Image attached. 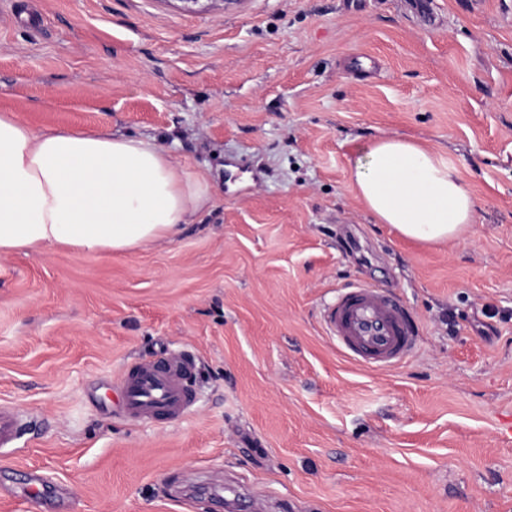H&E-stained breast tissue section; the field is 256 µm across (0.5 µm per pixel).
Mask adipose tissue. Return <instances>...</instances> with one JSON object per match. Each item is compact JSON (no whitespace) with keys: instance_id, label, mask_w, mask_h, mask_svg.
Returning a JSON list of instances; mask_svg holds the SVG:
<instances>
[{"instance_id":"adipose-tissue-1","label":"adipose tissue","mask_w":512,"mask_h":512,"mask_svg":"<svg viewBox=\"0 0 512 512\" xmlns=\"http://www.w3.org/2000/svg\"><path fill=\"white\" fill-rule=\"evenodd\" d=\"M353 183L379 223L439 243L461 237L476 201L441 155L398 137L374 142ZM155 140L105 131L37 132L0 113V253L43 244L78 253L173 241L210 204Z\"/></svg>"}]
</instances>
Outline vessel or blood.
<instances>
[{"label":"vessel or blood","mask_w":512,"mask_h":512,"mask_svg":"<svg viewBox=\"0 0 512 512\" xmlns=\"http://www.w3.org/2000/svg\"><path fill=\"white\" fill-rule=\"evenodd\" d=\"M322 322L341 352L367 368L387 370L413 353L420 327L408 308L384 288L360 284L325 307ZM189 358L162 356L131 367L121 382L122 410L132 420L175 419L193 404ZM24 422L0 406V447H16Z\"/></svg>","instance_id":"1"}]
</instances>
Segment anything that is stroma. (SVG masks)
<instances>
[{"label": "stroma", "instance_id": "stroma-1", "mask_svg": "<svg viewBox=\"0 0 512 512\" xmlns=\"http://www.w3.org/2000/svg\"><path fill=\"white\" fill-rule=\"evenodd\" d=\"M151 137L212 203L171 242L0 254V512H512V0H0V113ZM395 136L477 202L460 239L378 223L353 171ZM356 282L421 324L389 370L322 308ZM195 361L168 421L129 367ZM189 358L161 356L131 367L121 382L122 410L128 419H175L193 404ZM24 425L19 412L0 406V447L17 448Z\"/></svg>", "mask_w": 512, "mask_h": 512}]
</instances>
